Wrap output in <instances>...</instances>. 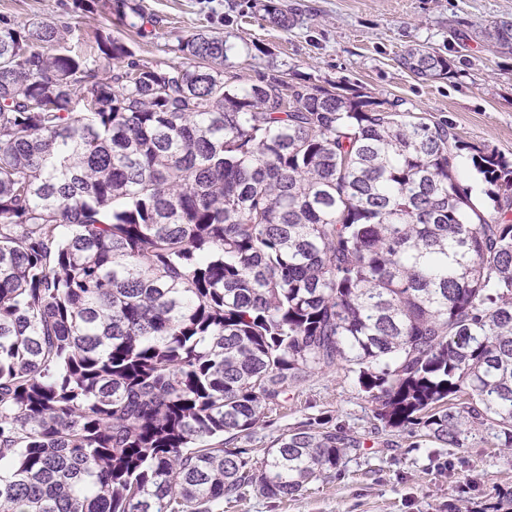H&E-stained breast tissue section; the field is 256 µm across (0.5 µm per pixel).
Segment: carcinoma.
Wrapping results in <instances>:
<instances>
[{
	"instance_id": "cac0c4a2",
	"label": "carcinoma",
	"mask_w": 512,
	"mask_h": 512,
	"mask_svg": "<svg viewBox=\"0 0 512 512\" xmlns=\"http://www.w3.org/2000/svg\"><path fill=\"white\" fill-rule=\"evenodd\" d=\"M280 29L293 19L260 0ZM141 36L138 0H75ZM512 57V21L475 32ZM0 25V512H224L299 494L361 441L303 421L258 458L265 412L355 374L374 433L512 450V161L397 100L270 74L224 81L199 32L172 61ZM422 80L451 60L423 47ZM471 153L470 150L461 151L455 159V167L462 183L472 190L473 199L480 204H485L488 201L484 194L485 184L482 175L472 166Z\"/></svg>"
}]
</instances>
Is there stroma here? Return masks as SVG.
I'll list each match as a JSON object with an SVG mask.
<instances>
[{
	"instance_id": "35a3bbf8",
	"label": "stroma",
	"mask_w": 512,
	"mask_h": 512,
	"mask_svg": "<svg viewBox=\"0 0 512 512\" xmlns=\"http://www.w3.org/2000/svg\"><path fill=\"white\" fill-rule=\"evenodd\" d=\"M296 20L273 27L254 0H140L156 25L127 41L137 60L170 58L175 36L208 31L229 47L225 77L248 86L271 72L288 82L347 93L398 99L405 109L448 121L464 145L455 159L473 199L486 203L485 184L473 168L471 148L512 159V58H499L473 38L479 25L512 21V0H277ZM73 0H0V20L51 22L73 29L69 46L92 40L96 30L120 32L116 14L101 9L79 16ZM423 46L447 55L448 78L425 81L398 64L407 48ZM327 418L364 441L359 455L300 495L269 498L256 489L225 504L224 512H498L512 495V456L468 437L463 447H413L402 432H383L374 442L373 406L353 374L316 373L292 388L281 407L258 428L252 446L271 441L307 419Z\"/></svg>"
}]
</instances>
